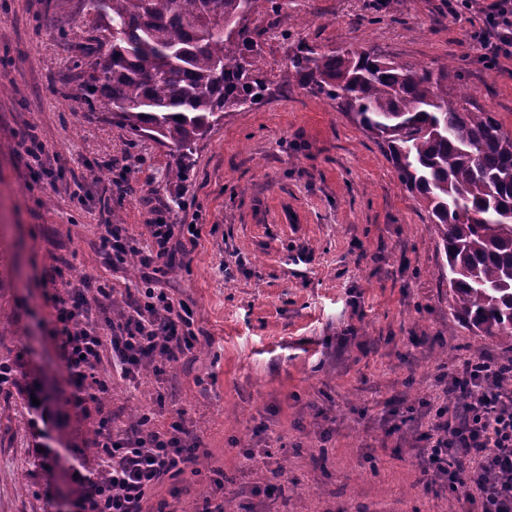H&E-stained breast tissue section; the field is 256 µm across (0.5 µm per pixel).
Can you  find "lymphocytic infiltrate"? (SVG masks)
Masks as SVG:
<instances>
[{
  "label": "lymphocytic infiltrate",
  "mask_w": 512,
  "mask_h": 512,
  "mask_svg": "<svg viewBox=\"0 0 512 512\" xmlns=\"http://www.w3.org/2000/svg\"><path fill=\"white\" fill-rule=\"evenodd\" d=\"M480 12L484 26L471 37L493 69L512 47V0H491ZM145 228L147 237L140 243L128 238L122 225L102 226L100 243L109 264L118 267L133 256L141 270V283L129 293L118 317L107 314L112 304L109 284L85 278L54 295L55 337L80 411L96 405L113 377L137 386L145 371L178 360L197 343L189 308L153 285L155 274L175 264L182 253L184 227L169 223L166 208L155 207ZM508 373L512 365L487 358L467 361L463 375L448 380L451 404L429 405V421L421 434L425 468L452 485L475 484L482 494L481 512H512V390L496 386ZM152 422L147 416L136 428L122 429L111 416L99 417L96 470L77 476V512H144L157 483L183 476L194 464L198 441L180 423L159 430ZM491 470L500 478L488 485L484 475Z\"/></svg>",
  "instance_id": "lymphocytic-infiltrate-1"
}]
</instances>
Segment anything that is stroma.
Here are the masks:
<instances>
[{
    "label": "stroma",
    "instance_id": "obj_1",
    "mask_svg": "<svg viewBox=\"0 0 512 512\" xmlns=\"http://www.w3.org/2000/svg\"><path fill=\"white\" fill-rule=\"evenodd\" d=\"M95 17L91 0H0V244L22 273L0 321L18 330L12 357L40 414L34 430L15 418L0 447V512H68L99 415L121 426L134 407L162 430L183 421L200 444L195 474L150 492L166 512H202L207 498L236 512H461L420 466L425 403L467 360H508L512 346L449 314L437 227L385 151L334 101L280 80L299 45L372 47L447 68L449 86L466 84L473 107L512 129V58L483 66L470 37L482 14L466 0H257L249 25L269 93L226 113L184 163L87 95ZM31 134L49 159L27 153ZM179 162L183 180L166 182ZM101 170L125 187L105 204ZM155 203L202 228L158 282L193 309L197 344L138 388L113 379L108 403L81 413L46 276L64 257L71 282L101 276L124 297L136 280L104 262L102 210L141 242Z\"/></svg>",
    "mask_w": 512,
    "mask_h": 512
}]
</instances>
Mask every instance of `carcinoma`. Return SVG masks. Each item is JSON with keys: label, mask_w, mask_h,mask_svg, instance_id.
I'll return each mask as SVG.
<instances>
[{"label": "carcinoma", "mask_w": 512, "mask_h": 512, "mask_svg": "<svg viewBox=\"0 0 512 512\" xmlns=\"http://www.w3.org/2000/svg\"><path fill=\"white\" fill-rule=\"evenodd\" d=\"M256 0H92L89 91L117 124L191 158L224 114L261 104L262 57L247 20ZM240 23L236 33L224 22ZM288 84L336 101L386 147L404 187L426 204L443 244L448 311L476 336L512 342V130L471 112L467 90L448 96L433 74L372 50L325 53L303 45L288 58ZM15 266L0 248V298ZM0 350V394L16 385Z\"/></svg>", "instance_id": "carcinoma-1"}]
</instances>
